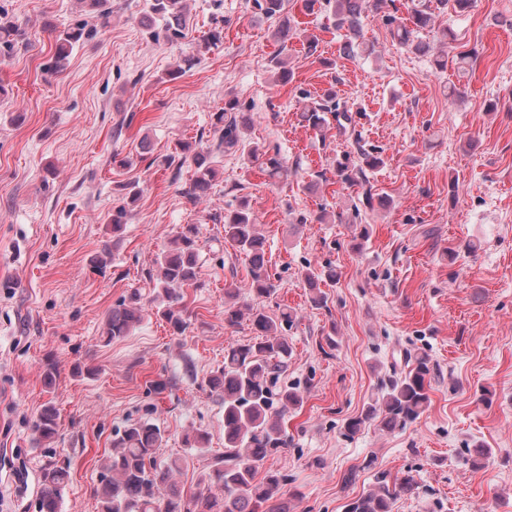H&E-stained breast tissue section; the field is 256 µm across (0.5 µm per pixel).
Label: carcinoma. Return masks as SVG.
<instances>
[{"instance_id":"carcinoma-1","label":"carcinoma","mask_w":512,"mask_h":512,"mask_svg":"<svg viewBox=\"0 0 512 512\" xmlns=\"http://www.w3.org/2000/svg\"><path fill=\"white\" fill-rule=\"evenodd\" d=\"M94 21L81 22L67 28L54 38V51L47 71L58 73L65 68L73 49L85 39L108 26L111 18L109 0H81ZM287 0H254L257 13L267 17H283L274 38L281 47L288 41L304 38L308 53H316L313 35L298 28L295 19L285 15ZM308 12L329 5L333 9L336 28L346 30L343 54L362 48L359 41L361 17L367 10L379 11L385 0H303ZM187 0H150L147 15L151 37L156 41L172 42L184 37L187 25ZM387 22L393 25L391 36L399 45L420 53L429 52V44L422 34L432 26L431 6L427 0L412 3L408 17L402 21L391 15ZM25 39V32L5 16H0V48L13 49ZM238 102L229 99L224 108L213 113L211 127L217 150L226 154H240L249 161H258L269 177L278 178L285 172L279 153L264 150L246 138L250 118L244 112L234 114ZM336 117V127L345 129L351 123L346 111L336 108V97L310 99L305 102L303 119L308 126L320 130L327 122L326 113ZM181 157L169 154L163 163H192L194 177L185 195L192 201L204 197L216 179L217 171L204 150L190 151L180 146ZM383 164L379 152L361 153V165L353 168L342 165L336 176L341 183L353 186L364 176V169H376ZM125 190L126 205L112 213V235L123 231L127 206L138 200V191L130 184ZM197 228L188 224L176 232L170 247L156 259L155 288L162 298L161 316L179 334L188 327V307L184 289L198 280ZM224 241L243 254L249 264V279L224 289V323L236 325L248 315L255 336L246 343L229 345L224 353V367L208 380L211 390L224 401V455L217 458L213 469L201 479L202 489L186 499L178 488L175 475L180 472L178 459L159 460L164 435L150 420L133 421L114 433L112 453L101 465L100 482L96 496L100 512H288L277 500L288 482V475L268 470L262 480L255 481L266 458L287 445L283 426L284 416L302 407L304 393L300 386L280 387L278 381L286 371L290 345L282 329L294 321L292 311L284 308L272 317L259 307L241 304V297L269 298L276 293L264 257V238L257 229L255 218L245 203L224 215ZM336 280L330 268L320 272L308 270L304 282L312 292L311 303L318 309L327 307L326 296L318 288L322 280ZM143 317L138 294L123 301L107 317L103 335L107 340H118L131 333ZM406 370L392 369L380 384V397L375 403L344 425V435L353 437L370 421L379 420L382 429L394 432L415 422L428 409L429 391L434 373L429 355L424 352L406 353ZM33 431L40 441L50 442L58 434L57 412L45 406L33 422ZM69 481V466L50 465L43 475V488L37 501V512H59L62 493ZM414 476L408 474L391 481L379 473L375 485L352 498L345 512H394L398 495L414 487Z\"/></svg>"}]
</instances>
